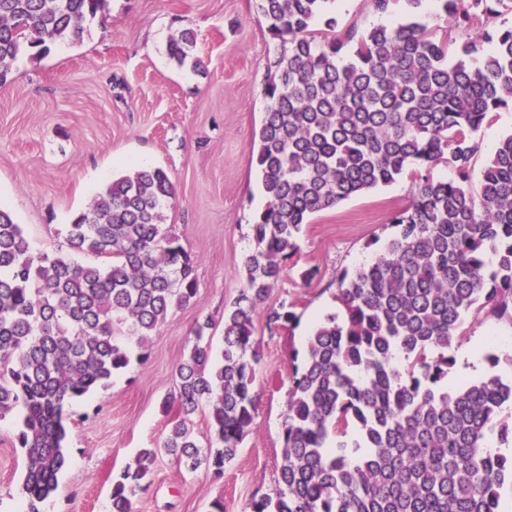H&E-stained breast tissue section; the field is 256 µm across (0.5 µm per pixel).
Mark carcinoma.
<instances>
[{
    "label": "carcinoma",
    "mask_w": 512,
    "mask_h": 512,
    "mask_svg": "<svg viewBox=\"0 0 512 512\" xmlns=\"http://www.w3.org/2000/svg\"><path fill=\"white\" fill-rule=\"evenodd\" d=\"M335 0H256L282 44L262 93L268 100L252 156L267 197L251 230L245 287L224 310V350L210 363L197 344L177 369L165 407L178 417L158 448L142 451L112 482V512H134L133 496L158 454L216 475L253 422L257 394L254 320L279 330L294 304L262 308L296 249L302 225L321 211L420 173L383 253L338 281L343 317L307 337L283 425L275 489L250 512H500L512 457L483 449L492 433L512 440V383L498 374L448 387L455 345L468 319L512 323V134L470 189L480 153L475 134L512 108V0H438L445 16L483 29L459 44L409 20L351 26L341 39ZM108 0H0V85L20 58L83 42ZM493 44L489 52L484 42ZM195 36L171 44L179 65ZM351 46L354 60L341 52ZM448 160L451 180L429 167ZM174 196L167 172L132 169L112 179L67 225L72 249L105 259L34 254L21 225L0 208V418L18 412L27 512L57 488L65 464V409L105 387L147 348L173 308L195 297V260L163 229ZM209 411L204 448L188 426Z\"/></svg>",
    "instance_id": "carcinoma-1"
}]
</instances>
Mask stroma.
<instances>
[{
    "instance_id": "stroma-1",
    "label": "stroma",
    "mask_w": 512,
    "mask_h": 512,
    "mask_svg": "<svg viewBox=\"0 0 512 512\" xmlns=\"http://www.w3.org/2000/svg\"><path fill=\"white\" fill-rule=\"evenodd\" d=\"M411 15L460 42L472 33L440 15L434 0H397L389 18ZM186 28L196 35V69L169 55L171 40ZM279 50L255 0H110L81 44L22 58L0 86V203L33 253H69L73 216L113 177L140 166L169 174L175 194L164 227L196 261V296L170 312L147 359L131 361L106 387L67 407L66 463L39 512H110L113 479L140 450L158 447L176 417L163 403L177 389L175 372L198 323L210 322L211 354L220 358L224 309L245 285L243 262L256 248L251 224L267 203L250 151ZM412 185L410 176L400 177L303 225L298 250L265 301L269 308L292 302L299 321L272 333L263 317L255 319L258 406L236 457L220 478L160 457L148 490L133 498L135 512H209L217 499L224 512H249L253 498L272 491L306 339L317 323L342 313L340 276L382 253L395 233L390 219L409 204ZM309 269L316 276L308 282ZM467 334L469 342L492 345L499 371L512 374L511 323L482 317L468 322ZM19 427L18 414L0 418V512L25 503Z\"/></svg>"
}]
</instances>
